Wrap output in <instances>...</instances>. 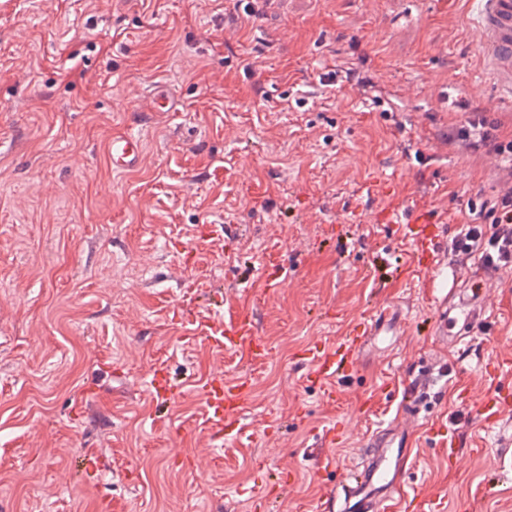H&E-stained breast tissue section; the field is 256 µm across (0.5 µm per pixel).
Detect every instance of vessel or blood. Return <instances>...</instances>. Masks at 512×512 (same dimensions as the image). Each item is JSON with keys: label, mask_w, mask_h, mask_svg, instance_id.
Returning <instances> with one entry per match:
<instances>
[{"label": "vessel or blood", "mask_w": 512, "mask_h": 512, "mask_svg": "<svg viewBox=\"0 0 512 512\" xmlns=\"http://www.w3.org/2000/svg\"><path fill=\"white\" fill-rule=\"evenodd\" d=\"M477 45L483 65L502 97L512 99V0H477ZM144 155L141 134L126 129L113 132L106 145L107 161L114 173L137 169ZM485 311L476 298L449 303L447 296L436 299L434 334L441 345L456 348L469 344ZM401 307L386 304L365 314L353 326L346 342L315 345L309 377L324 387L328 402H336L335 381L348 374L363 357L371 337L393 335L403 330ZM200 327L216 342L248 351L260 350L262 343L252 314L240 313L231 326L201 320ZM438 384L432 370L417 372L403 386L396 413L385 428L371 434L365 443L367 454L362 464L346 469L339 484L327 487L319 512H404L410 493L403 480L412 465L413 431L409 421L418 419L424 404ZM206 408L205 429L225 439L240 433L241 414L250 404L248 380H225L214 374L202 387Z\"/></svg>", "instance_id": "b4317fda"}]
</instances>
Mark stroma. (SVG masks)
<instances>
[{
	"mask_svg": "<svg viewBox=\"0 0 512 512\" xmlns=\"http://www.w3.org/2000/svg\"><path fill=\"white\" fill-rule=\"evenodd\" d=\"M229 5L0 0V512H313L392 418L383 376L442 361L450 386L429 419L460 452L421 437L407 482L443 512H512V403L490 428L474 407L512 388V270L486 273L487 332L448 353L431 334L435 273L410 264L402 231L414 208L434 212L422 230L438 228L439 264L473 286L477 262L448 253L449 213L496 182L442 135L463 100L512 121L479 60L475 5L274 0L228 26ZM362 66L375 94L319 84ZM161 81L175 111L149 109ZM136 126L143 162L113 174L105 144ZM281 269L285 284L262 287ZM388 301L407 332L370 344L326 403L310 349ZM244 310L269 356L181 319L228 326ZM157 362L180 386L165 402ZM215 373L250 379L232 445L200 429L198 384ZM326 420L338 467L318 478L303 452ZM272 484L286 497L253 501Z\"/></svg>",
	"mask_w": 512,
	"mask_h": 512,
	"instance_id": "35a3bbf8",
	"label": "stroma"
}]
</instances>
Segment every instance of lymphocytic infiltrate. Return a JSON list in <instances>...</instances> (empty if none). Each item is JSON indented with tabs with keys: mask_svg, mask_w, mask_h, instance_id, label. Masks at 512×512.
<instances>
[{
	"mask_svg": "<svg viewBox=\"0 0 512 512\" xmlns=\"http://www.w3.org/2000/svg\"><path fill=\"white\" fill-rule=\"evenodd\" d=\"M464 119L448 125L447 141L469 157L493 159L505 175L490 198H468V220L449 241L448 252L459 261L478 257L486 270L512 268V134L487 110L461 102Z\"/></svg>",
	"mask_w": 512,
	"mask_h": 512,
	"instance_id": "f902f5d3",
	"label": "lymphocytic infiltrate"
}]
</instances>
